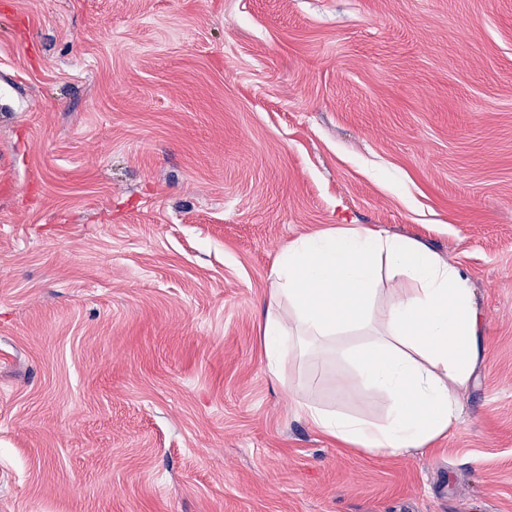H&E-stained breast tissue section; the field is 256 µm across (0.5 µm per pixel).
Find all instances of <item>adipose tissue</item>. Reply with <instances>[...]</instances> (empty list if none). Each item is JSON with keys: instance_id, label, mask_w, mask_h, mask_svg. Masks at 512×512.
<instances>
[{"instance_id": "ef3b65f1", "label": "adipose tissue", "mask_w": 512, "mask_h": 512, "mask_svg": "<svg viewBox=\"0 0 512 512\" xmlns=\"http://www.w3.org/2000/svg\"><path fill=\"white\" fill-rule=\"evenodd\" d=\"M269 281L268 374L279 377L284 347L311 345L388 402L380 422L298 404L324 435L367 454H401L459 425L479 356L473 290L459 267L419 241L340 224L290 241Z\"/></svg>"}]
</instances>
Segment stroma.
<instances>
[{
  "mask_svg": "<svg viewBox=\"0 0 512 512\" xmlns=\"http://www.w3.org/2000/svg\"><path fill=\"white\" fill-rule=\"evenodd\" d=\"M339 224L474 291L408 455L296 411L384 419L342 365L266 372L272 265ZM0 512H512V0H0Z\"/></svg>",
  "mask_w": 512,
  "mask_h": 512,
  "instance_id": "obj_1",
  "label": "stroma"
}]
</instances>
